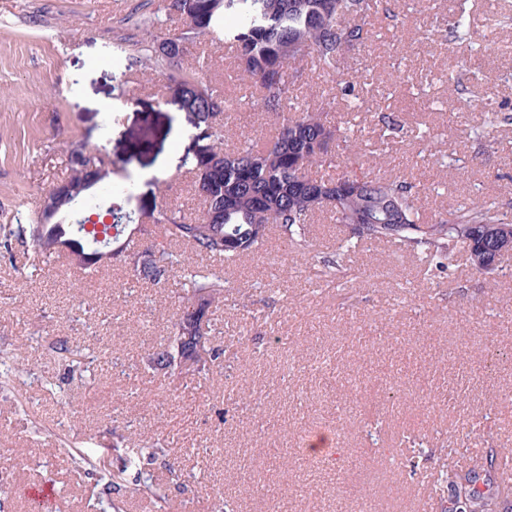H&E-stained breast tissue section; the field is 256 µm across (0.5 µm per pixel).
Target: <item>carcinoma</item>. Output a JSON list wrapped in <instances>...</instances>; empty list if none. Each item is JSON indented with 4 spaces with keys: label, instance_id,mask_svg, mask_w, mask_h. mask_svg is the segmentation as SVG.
<instances>
[{
    "label": "carcinoma",
    "instance_id": "obj_1",
    "mask_svg": "<svg viewBox=\"0 0 512 512\" xmlns=\"http://www.w3.org/2000/svg\"><path fill=\"white\" fill-rule=\"evenodd\" d=\"M161 10L183 17V29L151 38L140 51L147 61L165 62L169 82L179 89L181 107L203 127L208 143L184 158L203 211L187 221L181 210L165 201L149 210L143 225L151 234L184 245L191 256L179 261L165 249L142 256L131 249L135 228L123 223L122 210L110 206L105 210L109 224L92 223L88 217L63 231L47 224L32 239L36 253L44 259L68 249L70 266L84 272L108 267L105 253L112 248L127 253L129 297L140 285L168 281L175 275L174 266H180L183 288L177 296L178 313L192 308L199 317L177 319L168 344L146 357L152 373L188 375L202 372L208 362L223 365L225 349L211 347V337L216 331L214 308L224 303L227 281L217 272L196 270L193 260H228L253 252L264 244L272 227L278 228L287 245L304 249L302 231L315 214L329 212L344 227L352 217L365 215L373 227L364 239L397 243L439 265L462 253L483 274L485 247L502 257L512 254V217L494 200L450 208L437 222L423 224L419 192L410 182L378 175L366 179L310 175L312 169L330 167L340 157L366 156V144L354 133L338 135L329 113L312 111L295 101L292 87L298 70L293 65L312 59L324 71H337L368 39V30L356 19L370 10L369 0H169ZM448 32L455 42L471 39L465 3L448 17ZM218 33L232 41L239 67L256 91L257 104L267 113L284 115L259 146L242 140L226 147L233 131L230 112L236 104L205 85L196 72L183 69L181 45ZM87 152L78 141L64 148L68 175L52 184L54 194L66 197L84 187L76 200L63 207L65 212L112 175L110 169L90 167L84 159ZM14 220L0 224V246L8 253L13 243H25L33 228L20 213ZM127 442L125 465L112 473L107 490L166 502L152 478L143 475L142 461L150 462L167 449L144 448L132 438ZM130 464L137 474L132 482L126 479ZM442 478L451 491L447 512H512V484L483 479L472 471L447 470Z\"/></svg>",
    "mask_w": 512,
    "mask_h": 512
}]
</instances>
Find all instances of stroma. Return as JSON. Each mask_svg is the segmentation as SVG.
<instances>
[{
    "label": "stroma",
    "instance_id": "1",
    "mask_svg": "<svg viewBox=\"0 0 512 512\" xmlns=\"http://www.w3.org/2000/svg\"><path fill=\"white\" fill-rule=\"evenodd\" d=\"M161 0H0V224L37 216L42 190L67 175L63 145L75 140L114 160L110 180L83 200L137 214L159 188L190 218L201 211L183 159L197 123L160 67L136 46ZM458 0H372L369 38L341 67L300 65V103L331 112L357 132L372 160H337L348 171L415 183L424 223L448 208L498 198L512 207V0H469L471 29L489 39L490 66L461 68L468 44L450 41ZM425 38L415 40V30ZM188 69L204 83L247 94L234 55L203 37ZM111 111H101L103 101ZM329 215L306 225L305 250L272 235L223 263L228 281L221 345L243 341L245 368L227 362L224 384L171 377L179 396L158 426L141 391L143 357L172 332L179 281L126 298L127 265L87 278L84 290L58 261L33 273L32 244L0 248V362L18 375L0 390V512H35L27 495L55 488L52 512H86L94 474L121 468L118 434L161 442L168 455L146 470L163 492L199 512L212 482L236 512H442L445 466L489 454L512 473V255L502 272H474L464 257L438 267L390 243L338 250ZM336 260V277L323 275ZM287 336L291 345L276 344ZM81 347L82 378L53 350ZM79 396L73 412L58 403ZM290 458L282 469L271 454ZM181 469L173 485L170 468Z\"/></svg>",
    "mask_w": 512,
    "mask_h": 512
}]
</instances>
